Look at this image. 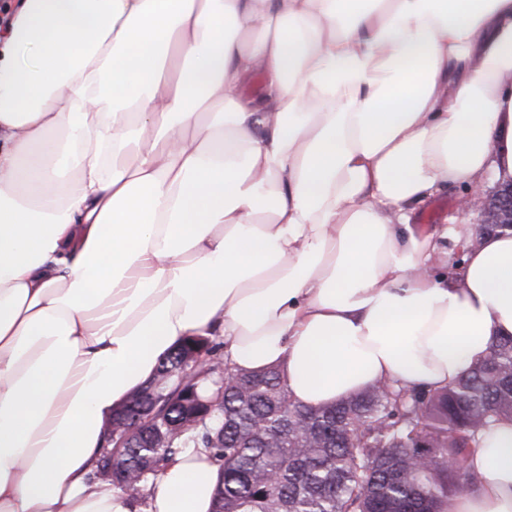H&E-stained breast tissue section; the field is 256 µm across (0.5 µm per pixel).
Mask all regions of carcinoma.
Segmentation results:
<instances>
[{"label":"carcinoma","instance_id":"carcinoma-1","mask_svg":"<svg viewBox=\"0 0 512 512\" xmlns=\"http://www.w3.org/2000/svg\"><path fill=\"white\" fill-rule=\"evenodd\" d=\"M224 342L191 335L162 358L149 429L182 419L156 448H116L113 489L147 506L146 489L185 448H203L222 481L214 512H448L471 490L467 456L493 419L512 418V336L444 388L378 384L329 406L298 405L280 372L233 371Z\"/></svg>","mask_w":512,"mask_h":512}]
</instances>
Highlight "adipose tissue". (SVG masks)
<instances>
[{"label": "adipose tissue", "mask_w": 512, "mask_h": 512, "mask_svg": "<svg viewBox=\"0 0 512 512\" xmlns=\"http://www.w3.org/2000/svg\"><path fill=\"white\" fill-rule=\"evenodd\" d=\"M509 181L512 0H14L0 512H131L92 479L106 430L193 333L306 406L448 386L512 335V231L412 218ZM467 467L450 512H512V420ZM219 478L185 449L146 512Z\"/></svg>", "instance_id": "ef3b65f1"}]
</instances>
